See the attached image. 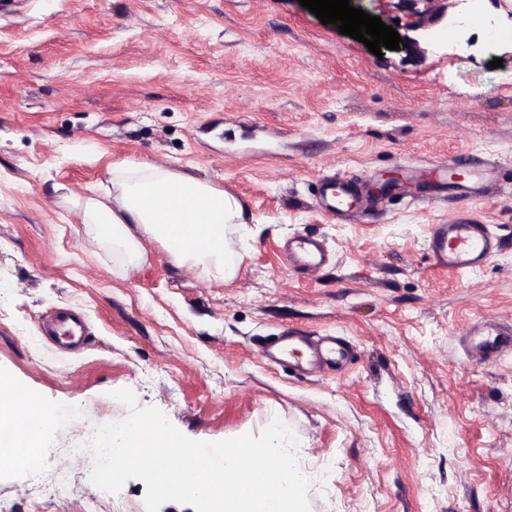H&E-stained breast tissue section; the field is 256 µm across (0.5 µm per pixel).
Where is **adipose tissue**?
Returning <instances> with one entry per match:
<instances>
[{"label": "adipose tissue", "instance_id": "ef3b65f1", "mask_svg": "<svg viewBox=\"0 0 512 512\" xmlns=\"http://www.w3.org/2000/svg\"><path fill=\"white\" fill-rule=\"evenodd\" d=\"M243 202L233 194L192 175L176 173L155 163L119 171L111 203L87 200L82 222L96 240L120 254L125 269L136 268L144 257V240H155L178 265L202 268L210 277H233L238 263L229 249L225 230L246 223ZM29 420L18 434L0 438V460L35 463L37 450L48 435L53 416L34 396L16 392L0 378V425L17 414Z\"/></svg>", "mask_w": 512, "mask_h": 512}]
</instances>
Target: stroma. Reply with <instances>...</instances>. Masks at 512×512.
<instances>
[{"mask_svg": "<svg viewBox=\"0 0 512 512\" xmlns=\"http://www.w3.org/2000/svg\"><path fill=\"white\" fill-rule=\"evenodd\" d=\"M357 6L402 36L415 21L405 0ZM462 153L479 167L444 179ZM142 161L241 199L232 278L154 241L127 271L87 236L83 202ZM326 176L397 187L339 220ZM459 219L501 239L474 272L428 252L431 225ZM297 237L327 266L288 267ZM66 307L89 325L76 354L40 331ZM486 321L512 325V0H477L465 39L442 21L424 51L379 57L299 0H0V376L57 414L39 454L72 479L38 495L0 465L15 512H146L138 479L90 510L93 458L74 452L127 416L120 388L195 440L280 420L311 512H512V354L465 347ZM283 328L346 337L354 358L295 377L260 354Z\"/></svg>", "mask_w": 512, "mask_h": 512, "instance_id": "obj_1", "label": "stroma"}]
</instances>
